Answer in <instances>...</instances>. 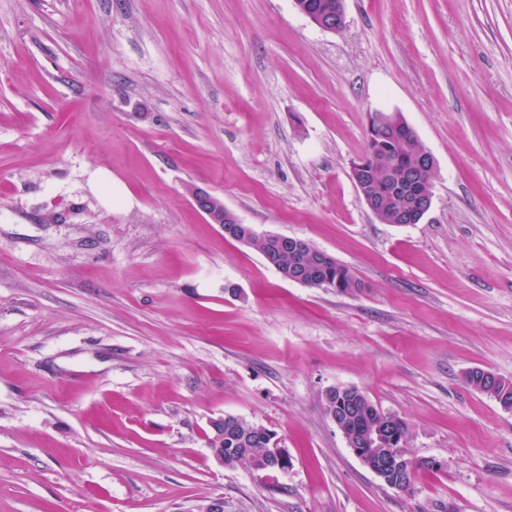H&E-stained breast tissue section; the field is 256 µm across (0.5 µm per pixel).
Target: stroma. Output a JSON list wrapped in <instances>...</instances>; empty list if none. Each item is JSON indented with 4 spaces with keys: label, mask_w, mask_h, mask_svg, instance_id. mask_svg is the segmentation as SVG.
Segmentation results:
<instances>
[{
    "label": "stroma",
    "mask_w": 512,
    "mask_h": 512,
    "mask_svg": "<svg viewBox=\"0 0 512 512\" xmlns=\"http://www.w3.org/2000/svg\"><path fill=\"white\" fill-rule=\"evenodd\" d=\"M0 0V512H512V0ZM436 161L380 222L367 115ZM363 287L283 278L190 191ZM361 390L440 461L405 495L325 393ZM292 465L219 466L212 419ZM297 1L298 7H301L306 12L311 14L315 18H323L325 17V22L329 26L341 28L344 24V17L342 12H340L336 17V4L340 1L337 0H294ZM328 10H331V19H329L328 15L326 16ZM493 375L487 376L483 375V373L478 374L475 372L470 377V381L466 379V382L475 390L494 398L501 407L510 406L512 409V382L496 378Z\"/></svg>",
    "instance_id": "35a3bbf8"
}]
</instances>
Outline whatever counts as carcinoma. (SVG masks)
I'll return each mask as SVG.
<instances>
[{"instance_id":"cac0c4a2","label":"carcinoma","mask_w":512,"mask_h":512,"mask_svg":"<svg viewBox=\"0 0 512 512\" xmlns=\"http://www.w3.org/2000/svg\"><path fill=\"white\" fill-rule=\"evenodd\" d=\"M299 7L315 18H323L330 26L342 27L343 14L336 13L337 0H297ZM423 147L413 138L408 123L399 114L380 113L378 123L366 131V150L361 164L354 168L357 179L369 198L378 204L377 217L385 224H403L410 204V198L401 186L399 175L406 172L409 180L421 192L432 189L434 170L417 166L418 154ZM211 207L224 212L225 225L233 227L232 240L258 251L268 265L282 277L294 275L300 262H309L316 247L303 242V248L296 252L281 245L283 236L259 235L248 224L224 209L221 200L214 197ZM303 285L309 287H334L342 292H354L361 288V282L345 265L333 262L326 270L309 271L300 277ZM468 385L494 398L502 406L512 407V382L493 375L475 373ZM326 410L340 412V420L352 426L367 430L377 422L381 411L359 389L350 388L344 393L325 397ZM219 431L222 437H208L209 447L224 449V466L246 467L254 472L267 471L275 464L271 448L274 436L261 425L227 415Z\"/></svg>"}]
</instances>
